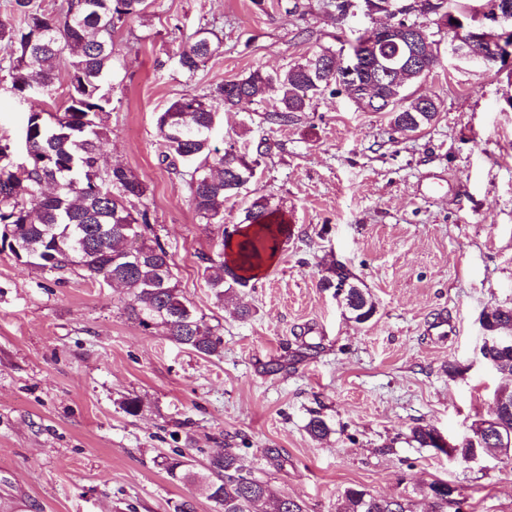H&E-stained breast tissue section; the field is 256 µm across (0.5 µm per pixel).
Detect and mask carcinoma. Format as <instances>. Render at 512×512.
<instances>
[{"instance_id": "carcinoma-1", "label": "carcinoma", "mask_w": 512, "mask_h": 512, "mask_svg": "<svg viewBox=\"0 0 512 512\" xmlns=\"http://www.w3.org/2000/svg\"><path fill=\"white\" fill-rule=\"evenodd\" d=\"M150 0H64L53 12L15 0L19 19L0 20V49L10 55L11 92L27 99L52 90L56 68L65 62L69 81L59 112L32 110L23 130L25 154L16 163L10 140L0 138V247L21 264L41 271L78 268L83 277L100 285L117 280L129 291L124 311L128 319L149 330L161 326L169 339L205 356L221 353L223 341L193 305L176 288L171 256L153 233L154 218L138 207L147 185L130 169L114 165L101 175L99 159L107 137L106 119L112 112V95L106 85L112 78L113 33L128 21L146 15ZM414 15L441 23L448 10L463 16L462 0H416ZM367 32L356 39L353 52L363 54L366 70L358 82L371 81L379 96L405 99L410 80L391 75L386 58L395 54L393 41L369 45ZM222 40L206 25L199 26L175 55L177 68L188 77L221 48ZM334 59L329 49L313 53L303 63L280 72L256 68L248 75L215 85L203 94H185L169 103L156 118L162 161L183 168L189 202L200 223L224 226V202L238 196L256 174L264 142L255 149L229 144L212 147L219 112L244 105L262 106L274 101L265 119L276 125L295 121L311 109L317 96L340 83L336 73L319 68L313 60ZM439 107L423 112L407 104L388 110L392 130L400 135L431 124ZM291 227L265 201L244 212L233 231L224 232L219 259L208 260L202 276L215 298L222 302L235 290L248 286L268 256L275 253ZM353 279L345 267H331L322 280L325 288ZM348 309L358 323L369 321L375 303L362 289L349 288ZM487 337L512 331V307L499 306L482 321ZM483 358L512 377V347L482 346ZM512 447V411L489 418L473 436L451 451L464 459L473 450ZM167 476L176 482H198L219 512H304L298 501L279 496L252 475L231 449L209 460L205 472L195 470L185 454L165 457ZM433 512H446L448 483L429 485ZM337 512H409L396 499L371 495L363 489L344 492Z\"/></svg>"}]
</instances>
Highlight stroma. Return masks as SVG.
Masks as SVG:
<instances>
[{
    "label": "stroma",
    "mask_w": 512,
    "mask_h": 512,
    "mask_svg": "<svg viewBox=\"0 0 512 512\" xmlns=\"http://www.w3.org/2000/svg\"><path fill=\"white\" fill-rule=\"evenodd\" d=\"M383 22L358 6L339 15L329 0H155L116 30L101 164L146 183L177 288L223 348L207 357L176 345L127 319L125 289L0 251V512H173L184 499L215 512L161 459L185 453L202 467L227 448L305 512H336L350 487L432 512L435 481L455 489L447 512H512L511 464L465 463L411 439L429 427L461 442L512 384L481 354L483 315L512 306V71L465 63L431 23L440 63L410 91L435 98L439 114L416 134L393 133L387 113L361 110L341 86L288 125L249 106L220 113L215 146L268 145L247 189L225 202L223 227L266 199L292 229L223 303L202 278L221 227L200 224L160 156L156 115L173 100L348 50ZM205 23L223 45L190 78L174 55ZM8 65L0 50V136L16 142L30 110L57 111L67 76L22 100ZM337 263L374 302L368 322L323 287ZM317 415L330 427L321 440L307 431Z\"/></svg>",
    "instance_id": "35a3bbf8"
}]
</instances>
